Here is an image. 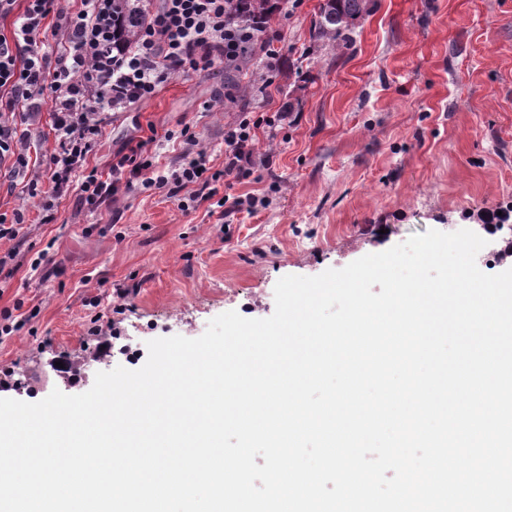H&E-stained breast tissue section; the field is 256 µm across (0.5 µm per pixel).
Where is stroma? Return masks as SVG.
<instances>
[{
  "mask_svg": "<svg viewBox=\"0 0 512 512\" xmlns=\"http://www.w3.org/2000/svg\"><path fill=\"white\" fill-rule=\"evenodd\" d=\"M320 3L274 15L282 52L269 99L219 103L225 76L250 84V60L177 77L107 117L89 158L107 170L141 136L172 166L188 126L220 168L225 125L243 112H285L276 137L257 134L268 164L232 188L265 196L258 211L220 219L204 204L185 213L136 192L91 210L73 195L45 224L11 161L0 163V222L25 216L0 252L27 259L0 285V311L28 319L0 338V398L84 393L97 372L140 368L149 340L199 337L228 311L270 317L282 276L340 269L415 234L469 229L491 251L512 237L488 226L512 210V0H375L343 52L312 39ZM43 249L54 265L31 270ZM98 316L119 330L106 356L91 333Z\"/></svg>",
  "mask_w": 512,
  "mask_h": 512,
  "instance_id": "stroma-1",
  "label": "stroma"
}]
</instances>
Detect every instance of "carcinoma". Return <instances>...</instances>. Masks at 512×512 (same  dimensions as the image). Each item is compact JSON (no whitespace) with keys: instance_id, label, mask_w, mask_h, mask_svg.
Segmentation results:
<instances>
[{"instance_id":"1","label":"carcinoma","mask_w":512,"mask_h":512,"mask_svg":"<svg viewBox=\"0 0 512 512\" xmlns=\"http://www.w3.org/2000/svg\"><path fill=\"white\" fill-rule=\"evenodd\" d=\"M243 4L247 6L248 13L264 18L276 8V0H231L232 12H238ZM373 8L374 0H323L314 24L313 38L336 47L338 51L347 50L352 44L351 34ZM134 22V15L125 23L118 22L116 29L112 30V38L120 44L129 43L135 34Z\"/></svg>"}]
</instances>
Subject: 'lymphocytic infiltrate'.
Here are the masks:
<instances>
[{
	"mask_svg": "<svg viewBox=\"0 0 512 512\" xmlns=\"http://www.w3.org/2000/svg\"><path fill=\"white\" fill-rule=\"evenodd\" d=\"M228 0H138L132 43H112V0H0V17H12L10 35L0 34V160L28 169L27 145L43 109L53 113L56 147L44 172H30L29 196L41 197L45 220L73 190L96 209L121 190L137 189L177 200L181 210L216 200L225 214L253 206L254 198L231 195L263 161L255 140L276 129L286 113L243 112L224 128V166L215 168L209 148L190 128L180 131L176 166L157 167L145 139H130L113 155L108 173L88 166L110 112L151 99L176 76L237 62L253 51L263 66L255 87L269 93L280 57L271 19L242 12L230 16ZM23 122H16V114Z\"/></svg>",
	"mask_w": 512,
	"mask_h": 512,
	"instance_id": "f902f5d3",
	"label": "lymphocytic infiltrate"
}]
</instances>
